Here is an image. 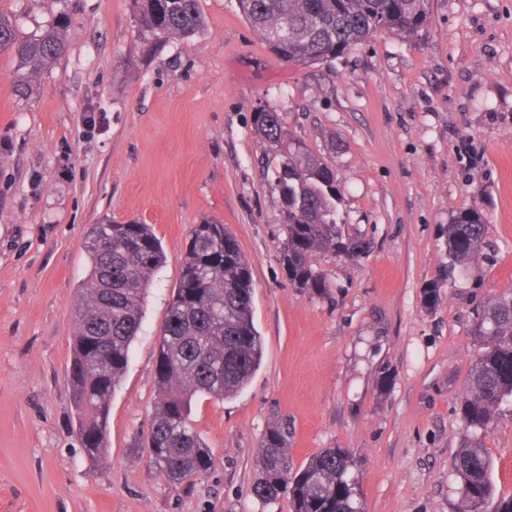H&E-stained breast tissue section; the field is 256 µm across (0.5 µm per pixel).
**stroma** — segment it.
I'll use <instances>...</instances> for the list:
<instances>
[{
	"mask_svg": "<svg viewBox=\"0 0 512 512\" xmlns=\"http://www.w3.org/2000/svg\"><path fill=\"white\" fill-rule=\"evenodd\" d=\"M199 6L203 26L180 39L142 28L139 0H0L20 38L59 23L66 40L24 97L0 55V512H290L253 492L263 434L282 419L293 469L351 452L364 512H459L472 330L512 291V0H432L421 36L381 33L311 65L274 54L236 0ZM266 103L334 170L344 230L370 242L355 261L317 258L323 294L295 288L283 261L252 124ZM467 209L488 224L482 255L427 309L447 261L440 229ZM206 218L251 262L264 352L237 396L195 398L213 463L174 486L146 446L157 331ZM110 221L150 225L166 260L95 461L70 400L71 306L90 274L82 243ZM482 444L498 495H512V400Z\"/></svg>",
	"mask_w": 512,
	"mask_h": 512,
	"instance_id": "stroma-1",
	"label": "stroma"
}]
</instances>
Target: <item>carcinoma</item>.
<instances>
[{"label": "carcinoma", "instance_id": "obj_1", "mask_svg": "<svg viewBox=\"0 0 512 512\" xmlns=\"http://www.w3.org/2000/svg\"><path fill=\"white\" fill-rule=\"evenodd\" d=\"M237 7L273 51L306 64L331 60L381 32L413 38L431 18L430 0H237ZM140 23L187 39L203 25L199 0H141ZM64 51L59 27L20 42L13 20L0 12V54L16 59L18 95H27L33 79ZM253 125L281 152L271 189L278 194L287 231L288 274L296 287L321 293L330 284L316 267L317 256L342 253L356 259L368 243L344 234L332 169L287 137L277 110L262 106L254 112ZM486 231L483 215L475 210L459 211L443 226L446 277L478 261ZM83 247L90 276L74 307L69 381L82 446L96 460L108 452L112 394L126 370L145 295L164 252L147 224H96ZM253 288L250 261L224 225H195L159 331L157 401L148 440L152 461L174 484L203 475L213 463L190 422L192 399L235 395L260 364L263 340L253 320ZM475 336L482 351L459 402L463 439L452 471L459 480L462 512H486L491 503L492 512H512V495L496 496L494 461L478 437L512 398L511 292L484 307ZM351 463L346 449L324 448L292 473L288 425L274 421L262 439L253 491L263 501L288 495L291 512H361Z\"/></svg>", "mask_w": 512, "mask_h": 512}]
</instances>
